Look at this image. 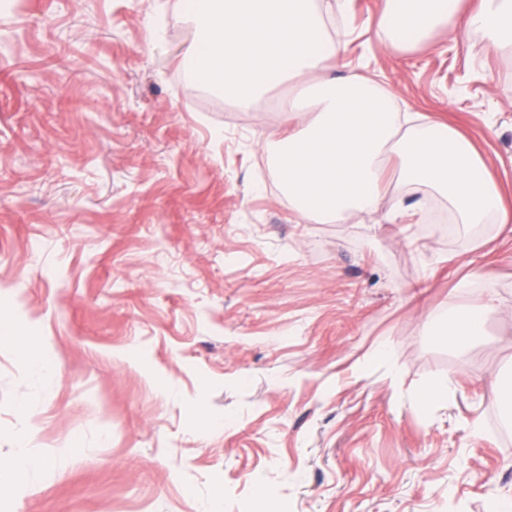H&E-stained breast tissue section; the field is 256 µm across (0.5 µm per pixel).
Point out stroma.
Returning a JSON list of instances; mask_svg holds the SVG:
<instances>
[{
    "label": "stroma",
    "mask_w": 512,
    "mask_h": 512,
    "mask_svg": "<svg viewBox=\"0 0 512 512\" xmlns=\"http://www.w3.org/2000/svg\"><path fill=\"white\" fill-rule=\"evenodd\" d=\"M185 4L0 11V512H488L512 494V235L301 223L285 87L210 97ZM319 8L349 69L467 136L512 206V56L444 31L399 53L381 0ZM486 288L504 309L457 353L427 320ZM22 436L40 466L17 475ZM450 392H452L451 382L440 381L422 390L418 395V402L424 407L447 403Z\"/></svg>",
    "instance_id": "1"
}]
</instances>
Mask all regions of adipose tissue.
<instances>
[{
    "label": "adipose tissue",
    "mask_w": 512,
    "mask_h": 512,
    "mask_svg": "<svg viewBox=\"0 0 512 512\" xmlns=\"http://www.w3.org/2000/svg\"><path fill=\"white\" fill-rule=\"evenodd\" d=\"M459 0H383L380 39L400 51L416 48L437 30L480 33L489 50L512 55V0H478L466 13ZM189 59L221 97L250 107L272 83L317 74L296 86L278 110L288 132L277 143L275 165L288 207L308 224L343 223L353 213L387 220L426 217L425 206L396 201L397 191L421 189L444 198L467 229L495 215L512 234V211L502 202L486 165L451 126L398 111L390 90L351 72L329 69L343 40L327 34L315 0H210L194 14ZM393 206H386V199ZM491 290L440 318L449 346L479 336L486 316L500 309Z\"/></svg>",
    "instance_id": "ef3b65f1"
}]
</instances>
